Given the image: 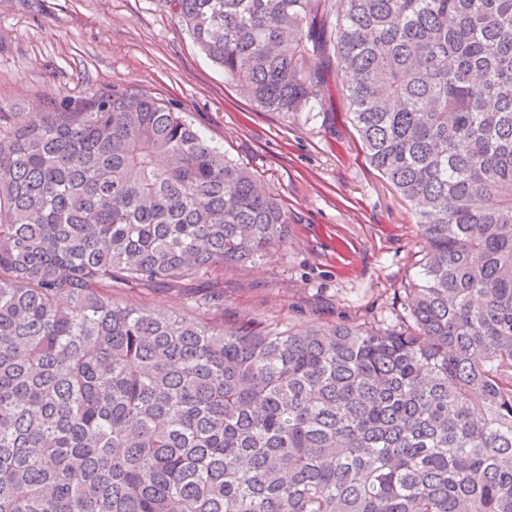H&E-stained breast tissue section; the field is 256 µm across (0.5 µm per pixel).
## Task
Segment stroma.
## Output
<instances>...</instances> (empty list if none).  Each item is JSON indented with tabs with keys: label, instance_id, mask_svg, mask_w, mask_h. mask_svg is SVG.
Here are the masks:
<instances>
[{
	"label": "stroma",
	"instance_id": "obj_1",
	"mask_svg": "<svg viewBox=\"0 0 512 512\" xmlns=\"http://www.w3.org/2000/svg\"><path fill=\"white\" fill-rule=\"evenodd\" d=\"M137 90L185 113L244 163L288 213V242L260 263L224 272L225 323L394 325L419 271L411 205L366 162L339 79L334 109L293 120L253 111L163 0H0V103L53 112ZM199 288H118L114 295L191 312Z\"/></svg>",
	"mask_w": 512,
	"mask_h": 512
}]
</instances>
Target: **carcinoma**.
I'll list each match as a JSON object with an SVG mask.
<instances>
[{
	"label": "carcinoma",
	"mask_w": 512,
	"mask_h": 512,
	"mask_svg": "<svg viewBox=\"0 0 512 512\" xmlns=\"http://www.w3.org/2000/svg\"><path fill=\"white\" fill-rule=\"evenodd\" d=\"M162 2L259 112L341 77L421 271L393 328L226 326L263 180L145 93L0 105V512H512V0ZM208 289L205 288H114L112 294L128 303H143L151 307L189 314L193 303Z\"/></svg>",
	"instance_id": "obj_1"
}]
</instances>
